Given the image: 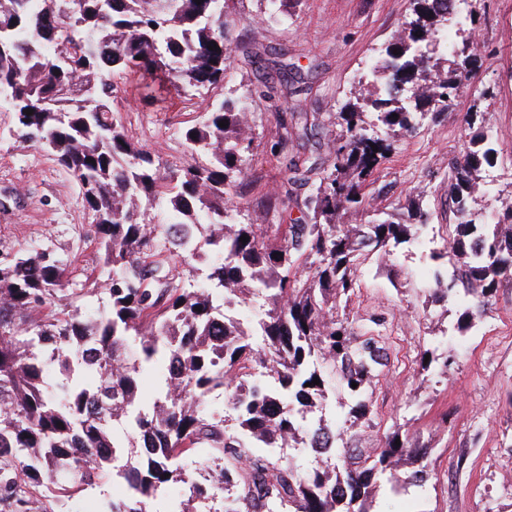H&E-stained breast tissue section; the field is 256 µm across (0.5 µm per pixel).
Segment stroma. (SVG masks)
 <instances>
[{
	"label": "stroma",
	"mask_w": 512,
	"mask_h": 512,
	"mask_svg": "<svg viewBox=\"0 0 512 512\" xmlns=\"http://www.w3.org/2000/svg\"><path fill=\"white\" fill-rule=\"evenodd\" d=\"M410 9L411 0H297L283 23L260 20L258 0H224L232 56L223 85L152 100L143 96L142 77L127 76L118 82L114 114L168 174L195 160L183 137L188 127L203 122L212 105L246 97L253 150L225 203L243 223H287L305 193L289 191L274 148L282 123L295 112L319 114L320 125L293 145L309 162L327 163L336 113L374 55L401 33ZM476 10L480 22L467 45L479 70L470 86L414 132L393 138L365 188L386 204L423 192L425 206L439 214L424 231L437 249L446 236L448 162L466 145V113H489L500 152L482 210L512 202V0H477ZM280 61L299 68L301 94L248 97L253 85H279ZM12 125V112L0 106V249H48L67 259L70 287L90 292L83 311L97 309L95 226L77 183L52 156L10 137ZM358 276L360 288L343 315L362 329L379 321L389 346L371 397L373 425L361 430L360 443L377 447L388 432L409 426L431 447L426 487L406 495L380 491L377 512H512V450L503 445L512 440V286L501 287L492 310L458 338L450 332L451 312L431 301L434 273L414 243L398 246L385 265L369 262ZM427 349L436 360L424 371L420 354Z\"/></svg>",
	"instance_id": "stroma-1"
}]
</instances>
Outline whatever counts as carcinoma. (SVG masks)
<instances>
[{
	"instance_id": "obj_1",
	"label": "carcinoma",
	"mask_w": 512,
	"mask_h": 512,
	"mask_svg": "<svg viewBox=\"0 0 512 512\" xmlns=\"http://www.w3.org/2000/svg\"><path fill=\"white\" fill-rule=\"evenodd\" d=\"M260 2L268 19L290 17L291 0ZM465 4L412 0L402 33L371 68L373 92L337 113L332 162L316 180L293 151V133L281 135L288 185L310 189L302 221L269 237L224 207L252 146L245 107L225 100L187 128L185 142L210 163L169 176L112 113L117 77L149 75L150 99L157 85L224 81L232 47L221 0H83L78 13L70 0H0V102L14 126L36 132L31 145L78 181L97 218L106 295L83 314L84 294L67 289V262L53 252L0 259V512H67L64 497L110 480L115 461L125 488L98 512H151L158 492L179 483L187 489L173 512H198L217 491L224 512H375L381 482L396 494L425 485L429 447L409 430L376 448L355 444L354 427L372 421L369 390L387 364L374 355L387 353L386 337L355 330L338 310L355 295L362 261L429 223L420 201L371 206L365 182L391 147L375 129L412 132L477 67L466 45L479 18ZM464 123L468 145L450 167L455 223L444 249L430 253L454 261L434 298L455 303L460 336L512 277V203L489 222L477 209L498 158L490 116L468 112ZM154 208L167 223L146 222ZM360 209L367 223L343 222ZM211 245L218 253L201 284H185L178 268ZM252 298L267 310L248 333L226 308ZM145 378L158 383L151 403L141 401ZM219 388L230 393L231 429L207 402ZM331 390L350 400L342 432L309 417ZM301 434L306 448L332 444L308 470L262 452L290 448ZM201 447L213 453L212 484L187 479L178 464Z\"/></svg>"
}]
</instances>
